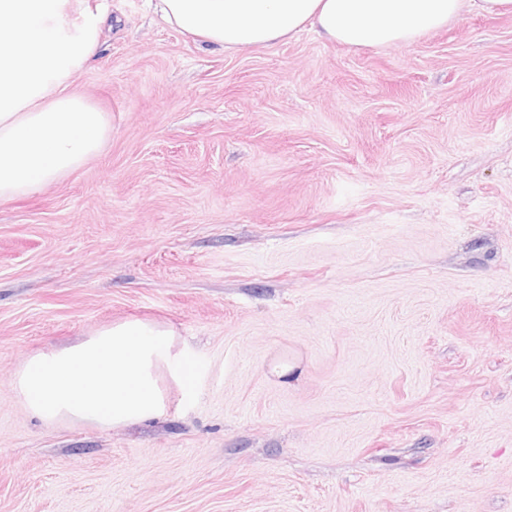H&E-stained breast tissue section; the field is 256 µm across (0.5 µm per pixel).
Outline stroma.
<instances>
[{
  "label": "stroma",
  "mask_w": 512,
  "mask_h": 512,
  "mask_svg": "<svg viewBox=\"0 0 512 512\" xmlns=\"http://www.w3.org/2000/svg\"><path fill=\"white\" fill-rule=\"evenodd\" d=\"M90 4L107 145L0 204V512H512V16L227 54ZM131 318L196 405L27 412L29 355Z\"/></svg>",
  "instance_id": "obj_1"
}]
</instances>
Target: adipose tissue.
<instances>
[{
	"label": "adipose tissue",
	"instance_id": "1",
	"mask_svg": "<svg viewBox=\"0 0 512 512\" xmlns=\"http://www.w3.org/2000/svg\"><path fill=\"white\" fill-rule=\"evenodd\" d=\"M465 0H149L208 50L267 48L309 31L350 47L410 45ZM108 17L89 0H0V203L31 196L98 156L110 124L75 88Z\"/></svg>",
	"mask_w": 512,
	"mask_h": 512
}]
</instances>
